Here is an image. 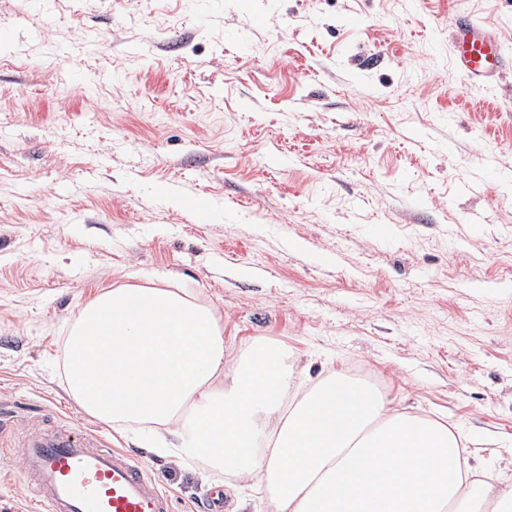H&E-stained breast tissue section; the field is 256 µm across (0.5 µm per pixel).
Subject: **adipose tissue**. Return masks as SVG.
I'll use <instances>...</instances> for the list:
<instances>
[{"label":"adipose tissue","mask_w":512,"mask_h":512,"mask_svg":"<svg viewBox=\"0 0 512 512\" xmlns=\"http://www.w3.org/2000/svg\"><path fill=\"white\" fill-rule=\"evenodd\" d=\"M67 391L88 416L157 431L158 455L189 452L264 489L275 512H512V485L476 479L461 437L399 411L376 388L313 385L254 341L231 356L214 311L169 288H115L65 338Z\"/></svg>","instance_id":"obj_1"}]
</instances>
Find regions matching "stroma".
Returning a JSON list of instances; mask_svg holds the SVG:
<instances>
[{
  "mask_svg": "<svg viewBox=\"0 0 512 512\" xmlns=\"http://www.w3.org/2000/svg\"><path fill=\"white\" fill-rule=\"evenodd\" d=\"M459 10L512 58V0H0V430L95 433L173 512L217 488L271 512L67 392L86 303L181 288L232 354L276 342L313 382L364 368L512 474V70L478 92L449 70ZM21 471L0 451V512H46Z\"/></svg>",
  "mask_w": 512,
  "mask_h": 512,
  "instance_id": "35a3bbf8",
  "label": "stroma"
}]
</instances>
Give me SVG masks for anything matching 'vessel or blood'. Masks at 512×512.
<instances>
[{"mask_svg": "<svg viewBox=\"0 0 512 512\" xmlns=\"http://www.w3.org/2000/svg\"><path fill=\"white\" fill-rule=\"evenodd\" d=\"M499 30L461 16L454 22L448 64L476 87L506 67ZM23 474L47 512H172V502L132 453L89 433L35 434L21 445Z\"/></svg>", "mask_w": 512, "mask_h": 512, "instance_id": "obj_1", "label": "vessel or blood"}]
</instances>
